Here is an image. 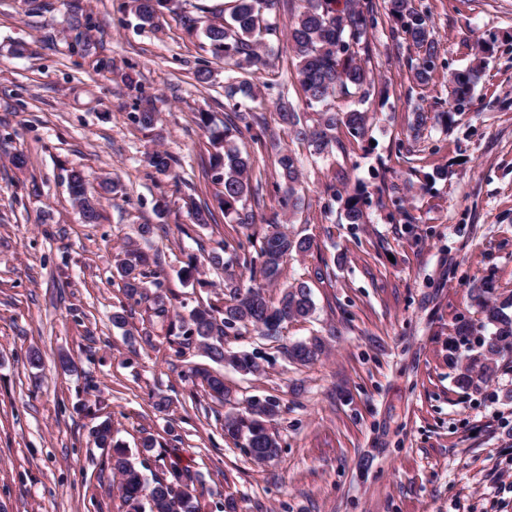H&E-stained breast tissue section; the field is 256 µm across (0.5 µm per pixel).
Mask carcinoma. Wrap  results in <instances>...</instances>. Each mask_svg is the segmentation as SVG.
<instances>
[{
    "instance_id": "cac0c4a2",
    "label": "carcinoma",
    "mask_w": 512,
    "mask_h": 512,
    "mask_svg": "<svg viewBox=\"0 0 512 512\" xmlns=\"http://www.w3.org/2000/svg\"><path fill=\"white\" fill-rule=\"evenodd\" d=\"M176 0H131V7L144 23H153L165 10H174ZM279 0H229L224 8L227 15L214 14L205 26V36L212 52L224 58V63L240 70L272 64L271 50L264 36L273 31L269 16ZM385 10L393 23L392 32L416 50V62L411 65L414 80L427 84L435 68L438 41L428 15L419 11L414 0H385ZM376 18L371 3L361 0H302V5L288 37L292 46L300 86L309 106L319 105L318 118L308 124L300 113L286 102L276 108L282 124L294 137L308 144L321 156L332 154L336 148V129L343 126L352 135L363 138L371 127L368 111L359 108L340 110L338 98L358 97L366 101L375 89V76L360 58L368 54L372 29ZM482 56L469 67L455 73L450 80L452 108L458 112L470 104L474 89L485 67L484 56L490 54L491 44L480 45ZM243 93L254 97L249 83L241 80L225 86L228 110L225 112L224 130L212 132L216 148L213 157L218 181L222 185L219 202L224 215L238 224L255 223L254 210L248 201L260 204V180H252L249 155L239 149L236 140L242 129H251L260 122L254 116L247 118L240 111L235 97ZM148 165L158 173H166L177 164V159L166 151H156L147 157ZM277 164L284 180V203L296 210L299 198L294 184L300 176V160L288 149L279 151ZM68 189L80 214L89 222L99 218V198L89 188L82 171L73 169L68 175ZM344 218L349 224L365 223L362 193L358 190L343 201ZM308 238H297L270 223L255 253L244 258L252 275L261 283L241 288L232 275L224 278L222 306H197L188 314L175 313L180 333L179 345H198L214 363L227 365L245 374L261 371L258 357L246 351L224 348V336L240 327L251 326L262 337L275 338L284 325L308 318L314 311L311 288L307 281L298 279L283 288L275 304L270 303L264 288L278 281L284 257L295 253L305 255L311 250ZM121 281V290L128 301L139 304L152 300L153 316L169 317L166 297L161 294V282L151 269L150 257L135 242L126 243L115 256V272ZM471 300L481 309L483 318L475 324L463 321L455 327V334L468 342L465 353L451 357L455 363L456 383L463 390L477 389L494 378L499 361L512 355V292L498 291L493 282L485 280L470 289ZM322 339L313 337L283 348L289 362L307 366L324 353ZM191 377L200 380L208 395L224 400L226 386L224 374L207 368H190ZM280 412L274 398L253 397L242 411L224 415V435L241 443L244 453L255 461H270L278 457L280 445L268 430L267 423ZM96 447L107 451L112 474L119 477V491L129 512H204L201 496L189 488L191 477L171 463L169 479L149 483L143 476L138 461L129 450L114 441L112 421H100L92 431Z\"/></svg>"
}]
</instances>
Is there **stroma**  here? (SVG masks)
Wrapping results in <instances>:
<instances>
[{"instance_id": "obj_1", "label": "stroma", "mask_w": 512, "mask_h": 512, "mask_svg": "<svg viewBox=\"0 0 512 512\" xmlns=\"http://www.w3.org/2000/svg\"><path fill=\"white\" fill-rule=\"evenodd\" d=\"M0 0V512H126L106 451L92 428L111 419L114 438L154 479L178 462L203 491L209 512H512L501 472L512 462V367L480 389L457 388L448 358L458 321L482 318L469 297L488 279L512 291V0H415L439 41L428 84H417L416 51L394 36L377 8L367 60L377 76L368 102L370 137L339 128L332 156L311 155L278 119L276 92L315 119L300 95L288 29L301 0H280L264 41L274 63L245 78L262 118L260 140L239 146L262 176L256 221L225 217L212 167V129L224 126V88L235 73L203 34L206 10L222 0H181L154 25L129 0ZM89 43L92 54L75 51ZM493 46L471 103L452 112L450 77ZM109 67L97 70V60ZM209 82H197V69ZM428 121L412 134L413 106ZM156 112L154 130L134 113ZM451 112L449 124L438 116ZM209 124H202L201 114ZM301 159L295 215L279 204L277 155ZM178 160L170 172L147 167L146 153ZM24 154L16 168L12 158ZM103 195L98 223H84L67 189L70 169ZM447 178H437L439 170ZM362 183L366 221L349 224L338 196ZM207 204L214 223L195 224L191 201ZM311 238L290 255L279 284L308 280L315 311L288 323L279 340L246 327L226 347L255 351L263 370L224 368L226 402L186 381L189 367L214 369L197 347L179 350L147 305L136 306L133 339L113 327L125 298L113 258L140 225L153 233L143 249L172 309L221 304L225 274L251 285L238 243L259 242L269 220ZM223 254L228 271L203 270L197 285L179 271L191 253ZM323 278H316L317 270ZM320 337L314 364L288 363L282 345ZM40 351L42 364L28 356ZM75 362L57 364L58 354ZM171 402L159 411L158 396ZM272 397L269 428L281 445L257 464L224 435V415L251 397ZM154 436L158 448L142 453Z\"/></svg>"}]
</instances>
